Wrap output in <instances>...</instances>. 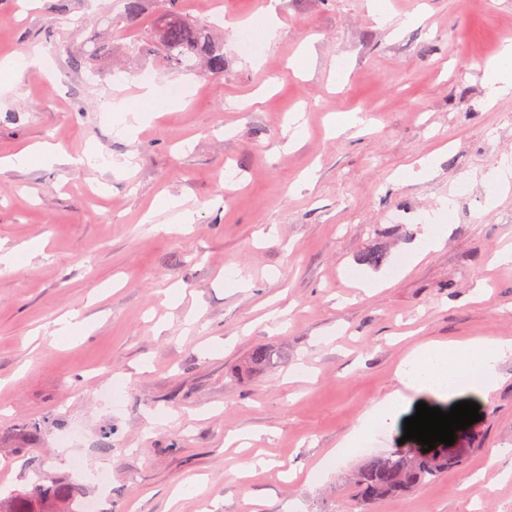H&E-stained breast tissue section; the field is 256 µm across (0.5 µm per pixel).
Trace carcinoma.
<instances>
[{
	"label": "carcinoma",
	"mask_w": 512,
	"mask_h": 512,
	"mask_svg": "<svg viewBox=\"0 0 512 512\" xmlns=\"http://www.w3.org/2000/svg\"><path fill=\"white\" fill-rule=\"evenodd\" d=\"M165 12L154 17L153 24L133 42L143 56H156L173 69L194 72L203 69L212 74L224 72V44L216 39L213 25L207 20H191L172 8L177 0H162ZM279 357L267 347L255 348L241 364V371L272 368ZM459 458L448 457V449L438 448L429 455L414 454L371 456L352 475L357 497L363 502L384 500L433 482L448 471L461 468ZM82 487H37L14 490L0 500V512H47V498L71 505L82 498Z\"/></svg>",
	"instance_id": "cac0c4a2"
}]
</instances>
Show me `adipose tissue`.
Here are the masks:
<instances>
[{"label": "adipose tissue", "instance_id": "1", "mask_svg": "<svg viewBox=\"0 0 512 512\" xmlns=\"http://www.w3.org/2000/svg\"><path fill=\"white\" fill-rule=\"evenodd\" d=\"M512 356V340L471 338L464 341L434 342L413 349L396 370L402 385L367 412L355 428L352 440L365 439L371 425L389 427L396 419L405 391L428 390L443 396L449 384L460 388L488 390L497 384V366Z\"/></svg>", "mask_w": 512, "mask_h": 512}]
</instances>
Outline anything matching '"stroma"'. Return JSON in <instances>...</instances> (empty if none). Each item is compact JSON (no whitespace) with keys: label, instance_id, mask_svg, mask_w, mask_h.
Segmentation results:
<instances>
[{"label":"stroma","instance_id":"1","mask_svg":"<svg viewBox=\"0 0 512 512\" xmlns=\"http://www.w3.org/2000/svg\"><path fill=\"white\" fill-rule=\"evenodd\" d=\"M278 2L271 20L265 0H222L260 50L225 28L223 74L200 77L132 53L151 2L113 29L111 60L77 68L124 0H0V59L48 62L0 85V158L47 141L113 161L0 167V241L41 247L0 267L1 491L77 482L102 512H350L364 456L332 454L400 389L407 352L512 339V263L493 262L512 249V191L491 206L482 181L512 155V94L489 101L484 78L512 0H380V18L369 0ZM146 79L183 101L123 136ZM352 112L363 125L340 129ZM429 154L433 174L405 181ZM448 197L443 246L402 267ZM375 248L386 262L361 264ZM70 310L89 335L53 339ZM258 346L280 362L241 373ZM497 372L489 391L405 392L378 454L417 403L471 400L481 419L456 433L463 469L368 512H512V357Z\"/></svg>","mask_w":512,"mask_h":512}]
</instances>
